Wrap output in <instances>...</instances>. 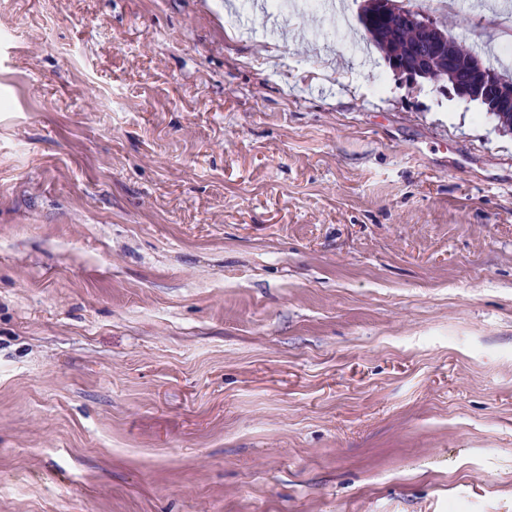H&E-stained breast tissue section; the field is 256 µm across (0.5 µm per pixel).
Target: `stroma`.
<instances>
[{
  "instance_id": "1",
  "label": "stroma",
  "mask_w": 512,
  "mask_h": 512,
  "mask_svg": "<svg viewBox=\"0 0 512 512\" xmlns=\"http://www.w3.org/2000/svg\"><path fill=\"white\" fill-rule=\"evenodd\" d=\"M359 4L0 0V512H512V133Z\"/></svg>"
}]
</instances>
